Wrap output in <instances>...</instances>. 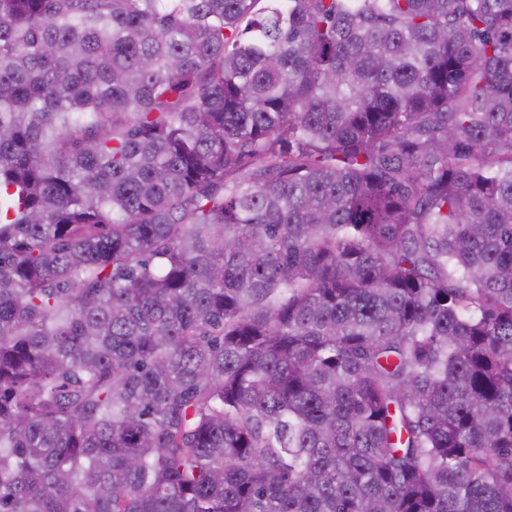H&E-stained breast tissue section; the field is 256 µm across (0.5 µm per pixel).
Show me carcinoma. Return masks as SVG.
Listing matches in <instances>:
<instances>
[{
  "label": "carcinoma",
  "instance_id": "obj_1",
  "mask_svg": "<svg viewBox=\"0 0 512 512\" xmlns=\"http://www.w3.org/2000/svg\"><path fill=\"white\" fill-rule=\"evenodd\" d=\"M0 512H512V0H0Z\"/></svg>",
  "mask_w": 512,
  "mask_h": 512
}]
</instances>
